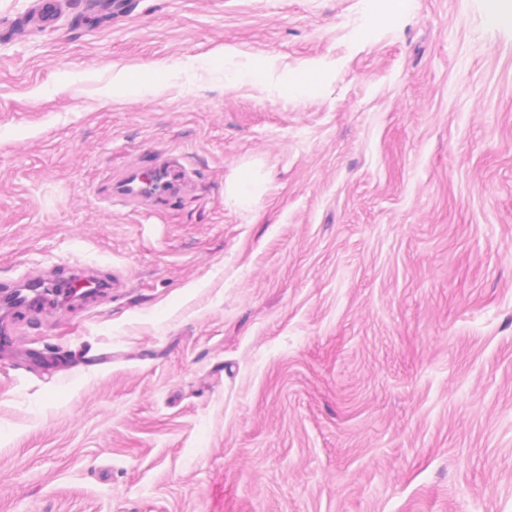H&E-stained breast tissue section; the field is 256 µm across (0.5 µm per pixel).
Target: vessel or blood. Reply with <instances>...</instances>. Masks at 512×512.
<instances>
[{
    "mask_svg": "<svg viewBox=\"0 0 512 512\" xmlns=\"http://www.w3.org/2000/svg\"><path fill=\"white\" fill-rule=\"evenodd\" d=\"M191 181L190 167L172 153L139 156L132 159L125 174L113 183L110 196L121 206L135 211L147 210L182 200ZM110 286V280L98 269L72 267L39 276L32 282L11 285L0 291V302L12 313L20 309L44 311L55 308L58 295L97 297Z\"/></svg>",
    "mask_w": 512,
    "mask_h": 512,
    "instance_id": "1",
    "label": "vessel or blood"
}]
</instances>
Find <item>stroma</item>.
<instances>
[{"instance_id":"stroma-1","label":"stroma","mask_w":512,"mask_h":512,"mask_svg":"<svg viewBox=\"0 0 512 512\" xmlns=\"http://www.w3.org/2000/svg\"><path fill=\"white\" fill-rule=\"evenodd\" d=\"M32 3L0 0V284H120L17 318L61 364L0 351V512H512V26L137 0L7 36ZM142 150L193 193L104 201Z\"/></svg>"}]
</instances>
